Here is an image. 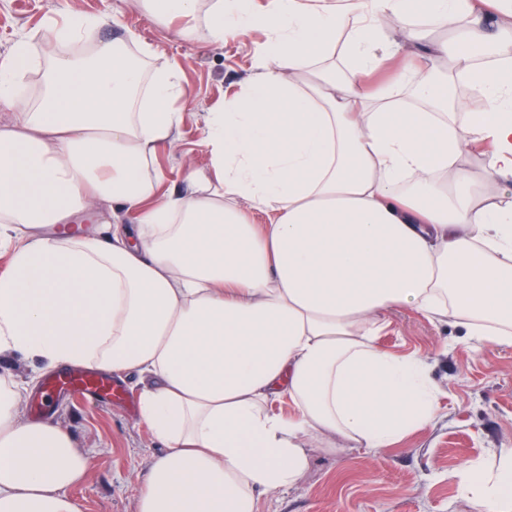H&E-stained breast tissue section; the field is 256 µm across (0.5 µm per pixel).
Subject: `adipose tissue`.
Returning <instances> with one entry per match:
<instances>
[{
  "instance_id": "obj_1",
  "label": "adipose tissue",
  "mask_w": 512,
  "mask_h": 512,
  "mask_svg": "<svg viewBox=\"0 0 512 512\" xmlns=\"http://www.w3.org/2000/svg\"><path fill=\"white\" fill-rule=\"evenodd\" d=\"M141 4L188 38L200 18L216 42L261 28L256 72L209 113L207 164L165 192L155 154L182 121L177 67H127L111 42L62 53L96 21L56 13L31 103L19 36L0 64V106L17 111L0 126V353L138 377L166 451L137 512H258L308 469L309 441L375 453L436 418L426 363L377 342L392 310L512 346V0ZM394 26L436 46L399 76L412 103L365 82ZM462 82L486 107L459 121ZM477 146L493 189L460 163ZM27 389L0 379V512H81L85 460L62 424L23 416ZM283 398L291 413L274 410ZM495 456L451 474L476 512H512V448Z\"/></svg>"
}]
</instances>
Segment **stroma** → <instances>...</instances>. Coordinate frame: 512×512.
Returning a JSON list of instances; mask_svg holds the SVG:
<instances>
[{
    "mask_svg": "<svg viewBox=\"0 0 512 512\" xmlns=\"http://www.w3.org/2000/svg\"><path fill=\"white\" fill-rule=\"evenodd\" d=\"M57 8L96 18L86 46L110 40L134 52L148 44L158 62L179 68L183 121L174 141L158 147L155 165L168 184L181 182L186 163L205 165V119L252 74L262 32L217 43L201 21L187 40L178 22L156 20L134 0H0V61ZM379 342L429 364L440 389L436 420L375 455L312 447L309 470L296 486L262 496V512H473L448 474L475 461L493 466L492 449L512 448V346H474L455 320L433 322L409 309L394 313ZM119 385V399L53 400L51 421L71 432L87 460L89 475L72 490L81 512H137V488L150 460L164 451L141 420L132 379Z\"/></svg>",
    "mask_w": 512,
    "mask_h": 512,
    "instance_id": "obj_1",
    "label": "stroma"
}]
</instances>
